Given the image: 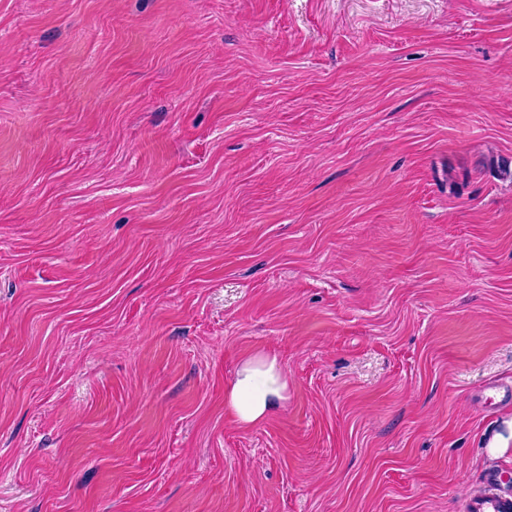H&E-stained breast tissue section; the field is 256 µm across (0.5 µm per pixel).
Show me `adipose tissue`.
<instances>
[{
	"instance_id": "obj_1",
	"label": "adipose tissue",
	"mask_w": 512,
	"mask_h": 512,
	"mask_svg": "<svg viewBox=\"0 0 512 512\" xmlns=\"http://www.w3.org/2000/svg\"><path fill=\"white\" fill-rule=\"evenodd\" d=\"M288 374L277 357L256 353L245 358L224 389V403L236 423H264L286 398Z\"/></svg>"
}]
</instances>
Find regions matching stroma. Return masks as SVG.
I'll return each mask as SVG.
<instances>
[{
  "label": "stroma",
  "instance_id": "obj_1",
  "mask_svg": "<svg viewBox=\"0 0 512 512\" xmlns=\"http://www.w3.org/2000/svg\"><path fill=\"white\" fill-rule=\"evenodd\" d=\"M501 158L512 0H0V512L512 494ZM288 374L277 357L255 353L245 358L224 389V403L236 423H264L286 399Z\"/></svg>",
  "mask_w": 512,
  "mask_h": 512
}]
</instances>
